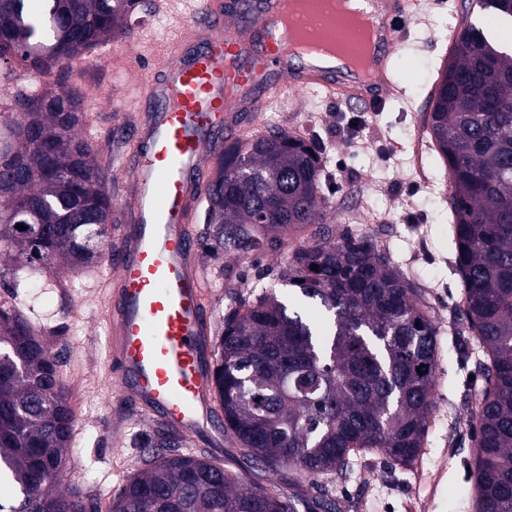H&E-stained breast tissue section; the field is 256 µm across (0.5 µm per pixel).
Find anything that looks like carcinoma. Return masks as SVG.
I'll use <instances>...</instances> for the list:
<instances>
[{
    "mask_svg": "<svg viewBox=\"0 0 512 512\" xmlns=\"http://www.w3.org/2000/svg\"><path fill=\"white\" fill-rule=\"evenodd\" d=\"M477 2L512 30V0ZM138 4L0 0V62L62 74L85 53L132 37ZM466 17L434 86L429 134L454 187L462 320L486 356L473 414L474 512H512V41ZM85 98L74 84L16 95L18 114L0 135V276L104 262L112 172L78 134ZM213 161L202 188L206 251L244 258L280 249L292 229L316 227L279 270L299 294L284 302L265 290L240 300L224 316L214 371L224 442L245 465L304 491L245 489L242 473L205 456L163 452L175 445L167 435L109 512H299L308 503L343 512L332 484L351 457L379 450L410 467L423 448L435 406L434 316L372 236L336 237L313 146L277 128L220 149ZM74 423L49 341L0 304V495L11 496L0 512H99L79 491L58 489Z\"/></svg>",
    "mask_w": 512,
    "mask_h": 512,
    "instance_id": "1",
    "label": "carcinoma"
}]
</instances>
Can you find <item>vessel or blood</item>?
Here are the masks:
<instances>
[{
  "label": "vessel or blood",
  "instance_id": "vessel-or-blood-1",
  "mask_svg": "<svg viewBox=\"0 0 512 512\" xmlns=\"http://www.w3.org/2000/svg\"><path fill=\"white\" fill-rule=\"evenodd\" d=\"M183 10L151 74L140 77L132 102L144 127L125 168L128 191L119 246L104 299L106 356L118 392L136 410L209 446L223 444L215 425L208 302L201 258L190 226L201 201L197 178L223 138L251 132L270 92L312 86L365 112L399 86L390 59L414 0H382L386 36L378 76L369 83L293 62L270 21L278 0H178Z\"/></svg>",
  "mask_w": 512,
  "mask_h": 512
}]
</instances>
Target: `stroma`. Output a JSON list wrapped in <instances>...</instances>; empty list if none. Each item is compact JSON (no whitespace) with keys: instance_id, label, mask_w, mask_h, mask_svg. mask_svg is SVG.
Wrapping results in <instances>:
<instances>
[{"instance_id":"stroma-1","label":"stroma","mask_w":512,"mask_h":512,"mask_svg":"<svg viewBox=\"0 0 512 512\" xmlns=\"http://www.w3.org/2000/svg\"><path fill=\"white\" fill-rule=\"evenodd\" d=\"M158 2L146 0L134 12L136 35L126 40L123 55L93 50L81 71L88 92L81 134L111 156L116 200L124 193L121 167L137 115L114 111L113 100L128 81L151 70L171 34L174 20ZM463 12L462 0H421L393 57L405 94L389 96L360 128L348 125L352 110L317 88L271 100L258 115L260 132L275 123L320 146L328 223L340 233H372L390 263L424 291L439 330L435 408L417 461L406 468L391 465L379 451L362 455L335 486L344 512H473L470 412L482 386L478 363L484 355L460 314L464 288L450 228L448 169L431 144H416L427 134L429 97L449 57L452 17ZM283 257L280 251L241 260L203 256L212 339H219L225 313L240 298L265 289L287 296L278 278ZM109 276L105 266L93 275L55 268L25 281L16 293L0 288V303L17 296L19 309L52 331L49 342L76 414L61 485L79 488L102 512L164 431L156 420L135 413L129 399L111 395L112 372L100 347L109 328L101 286Z\"/></svg>"}]
</instances>
